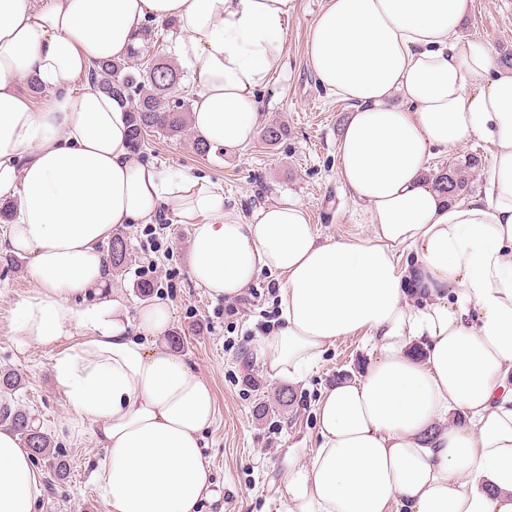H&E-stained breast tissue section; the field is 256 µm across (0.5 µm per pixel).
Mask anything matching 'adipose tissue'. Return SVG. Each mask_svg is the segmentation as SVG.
<instances>
[{"mask_svg":"<svg viewBox=\"0 0 512 512\" xmlns=\"http://www.w3.org/2000/svg\"><path fill=\"white\" fill-rule=\"evenodd\" d=\"M471 6L326 0L306 64L353 104L337 176L371 233L323 240L296 201L246 220L208 180L163 176L131 150L125 103L77 85L139 46L145 20L172 24L196 133L241 148L297 0H0V196L15 203L0 248L35 283L13 319L53 350L58 388L95 423L110 512H197L211 495L212 389L167 343L165 307L128 316L102 249L164 207L192 226L190 274L210 294L281 277L279 326L253 352L270 378L299 377L345 336L372 346L364 374L323 394L311 459L285 458L283 512H512V70L460 35ZM23 75L52 90L42 109L18 91ZM474 136L492 148L484 190L450 199L426 176L430 152ZM43 496L30 452L0 427V512H37Z\"/></svg>","mask_w":512,"mask_h":512,"instance_id":"1","label":"adipose tissue"}]
</instances>
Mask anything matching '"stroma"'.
Returning <instances> with one entry per match:
<instances>
[{
	"mask_svg": "<svg viewBox=\"0 0 512 512\" xmlns=\"http://www.w3.org/2000/svg\"><path fill=\"white\" fill-rule=\"evenodd\" d=\"M324 3L297 0L284 35V67L258 94L260 125L286 130L279 144L271 146L258 137L234 151L200 155L193 148V135L152 132L141 159L167 173L207 179L223 191L225 208L241 217L289 196L304 206L320 238L367 235V215L336 175L338 140L352 104L323 88L305 63L309 30ZM461 34L491 44L496 54L512 52V0H473ZM471 155L480 159L470 172L475 194L492 163L483 140L474 137L462 147L432 153L428 169L436 172ZM157 221L162 242L155 251L147 246L146 225L120 228L129 242V259L126 271L114 274L112 285L123 292L129 313H136L147 299L167 306L169 332L183 339L179 353L213 390L215 420L204 440L213 495L201 502L198 512H281L286 453L303 461L311 458L318 441L315 412L320 398L336 382L363 373L369 343L360 335L340 338L303 377L269 378L252 349L279 321L281 278L265 271L232 302L212 298L190 276L191 225L177 223L166 210ZM143 280L154 284L146 298L136 287ZM33 287L25 261L0 249V371H14L21 380L19 390L0 393V405L29 412L67 465L60 480L50 461L37 460L45 486L38 512H109L93 478L104 455L93 423L69 426L72 412L53 378L52 350L23 342L12 320L16 301ZM284 387L294 392L286 405L278 400Z\"/></svg>",
	"mask_w": 512,
	"mask_h": 512,
	"instance_id": "obj_1",
	"label": "stroma"
}]
</instances>
